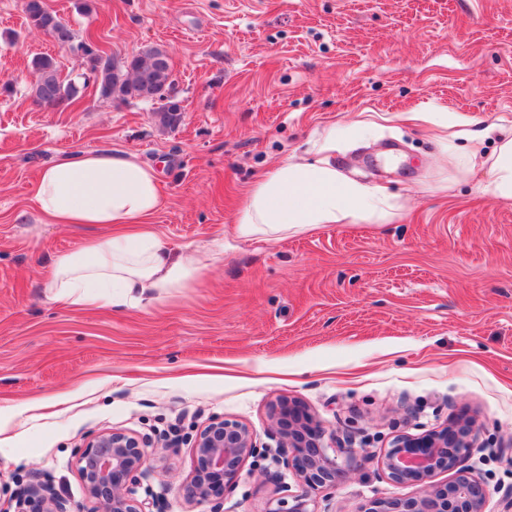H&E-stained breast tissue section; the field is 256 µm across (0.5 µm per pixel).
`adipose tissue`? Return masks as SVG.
<instances>
[{
  "mask_svg": "<svg viewBox=\"0 0 512 512\" xmlns=\"http://www.w3.org/2000/svg\"><path fill=\"white\" fill-rule=\"evenodd\" d=\"M415 121L441 128L436 143L459 177L475 169L481 195L512 202V129H473L458 113L428 109ZM40 224H101L106 237L84 240L49 264L47 290L71 304L142 307L161 296L197 285L217 253L172 248L148 219L161 206L154 166L129 152L81 151L46 165L32 193ZM385 188L348 177L328 160L289 156L247 192L235 218L242 239L273 241L320 224H383L399 210Z\"/></svg>",
  "mask_w": 512,
  "mask_h": 512,
  "instance_id": "adipose-tissue-1",
  "label": "adipose tissue"
}]
</instances>
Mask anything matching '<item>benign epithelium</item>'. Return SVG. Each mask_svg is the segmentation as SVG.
<instances>
[{
  "instance_id": "obj_1",
  "label": "benign epithelium",
  "mask_w": 512,
  "mask_h": 512,
  "mask_svg": "<svg viewBox=\"0 0 512 512\" xmlns=\"http://www.w3.org/2000/svg\"><path fill=\"white\" fill-rule=\"evenodd\" d=\"M277 447V465L293 470L311 489L333 487L349 464L352 449L342 448L341 458L326 453L322 424L288 398L270 404ZM477 442L471 422L458 420L421 437L396 436L381 458L382 469L395 484L418 487L409 498H380L356 512H484L487 490L482 481L466 475L461 460ZM194 471L188 496L201 503H223L225 491L238 480L245 461L270 449L257 445L250 428L239 422L215 418L194 438ZM453 452H448V449ZM85 495L96 504V512H151L149 503L135 497L134 485L146 466L140 439L125 432L105 430L84 445L77 458ZM454 471L449 484L434 483L439 472ZM16 512H64V504L46 484L35 483L16 500ZM265 512H309L307 498L298 495L288 508L285 498Z\"/></svg>"
}]
</instances>
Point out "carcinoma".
Instances as JSON below:
<instances>
[{
    "label": "carcinoma",
    "mask_w": 512,
    "mask_h": 512,
    "mask_svg": "<svg viewBox=\"0 0 512 512\" xmlns=\"http://www.w3.org/2000/svg\"><path fill=\"white\" fill-rule=\"evenodd\" d=\"M25 13L30 27L51 35L60 47L77 54L83 75L93 81L100 98L154 101L157 107L153 112L160 127L171 130L180 124L183 108L171 101L175 80L165 49L147 46L135 55L120 58L99 46L92 34L80 37L69 22L46 7L44 0H26ZM32 69L37 74L31 88L33 99L51 101L59 109L74 103L79 88L63 78L53 56L35 57Z\"/></svg>",
    "instance_id": "obj_1"
}]
</instances>
